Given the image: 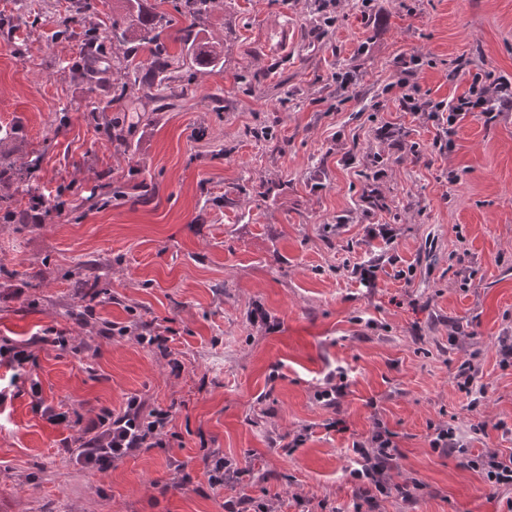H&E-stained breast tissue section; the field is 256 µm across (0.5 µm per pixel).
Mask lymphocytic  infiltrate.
<instances>
[{
	"instance_id": "f902f5d3",
	"label": "lymphocytic infiltrate",
	"mask_w": 512,
	"mask_h": 512,
	"mask_svg": "<svg viewBox=\"0 0 512 512\" xmlns=\"http://www.w3.org/2000/svg\"><path fill=\"white\" fill-rule=\"evenodd\" d=\"M423 58L418 54L403 55L394 62L400 107L407 112H421L435 122L440 137H451L463 116L479 113L486 121H493L496 113L512 112V84L502 79L488 80L482 74L472 76L466 94L446 102L434 101L420 84ZM103 336H131L138 343L157 348L169 356L174 352L176 331L170 327L123 325L104 323ZM175 420L172 411L148 408L145 399L128 397L122 411L112 419V426L97 431L81 457L84 467L105 470L112 464L140 448L163 446ZM429 444L433 451L445 457L464 456L472 470L493 489L512 487V452L489 449L470 456L456 429L451 426L430 425ZM354 459L349 470L355 487L354 512H377L379 503L389 496L399 497L405 504L417 499L419 482L391 485L388 472L399 454L396 434L383 423H376L370 435L352 444Z\"/></svg>"
}]
</instances>
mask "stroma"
I'll list each match as a JSON object with an SVG mask.
<instances>
[{
  "instance_id": "obj_1",
  "label": "stroma",
  "mask_w": 512,
  "mask_h": 512,
  "mask_svg": "<svg viewBox=\"0 0 512 512\" xmlns=\"http://www.w3.org/2000/svg\"><path fill=\"white\" fill-rule=\"evenodd\" d=\"M356 2L339 0L324 35L308 0H220L205 29L223 71L189 70L183 96L120 108L109 84L78 77L81 39L56 19L77 9L109 54L124 0H0V149L66 202L40 224L0 223V346L31 354L0 355V512H219L244 493L275 512L302 499L353 512L352 444L378 420L399 435L390 483L424 485L381 512H512V488L490 492L428 441L429 424L449 423L474 452L512 450V367L497 354L512 336V112L466 116L448 152L387 91L413 53L431 60L420 84L437 101L476 72L512 80V0ZM245 71L283 85L237 82ZM94 108L123 119L127 147ZM243 177L288 189L226 203ZM107 182L123 197L92 204ZM373 191L385 209H369ZM79 263L100 292L86 326L65 276ZM133 320L177 330L179 368L100 334ZM468 359L484 389L473 410L455 379ZM333 374L347 389L330 408L316 392ZM134 395L176 409L174 436L81 466L74 439ZM208 447L246 481L211 488Z\"/></svg>"
}]
</instances>
